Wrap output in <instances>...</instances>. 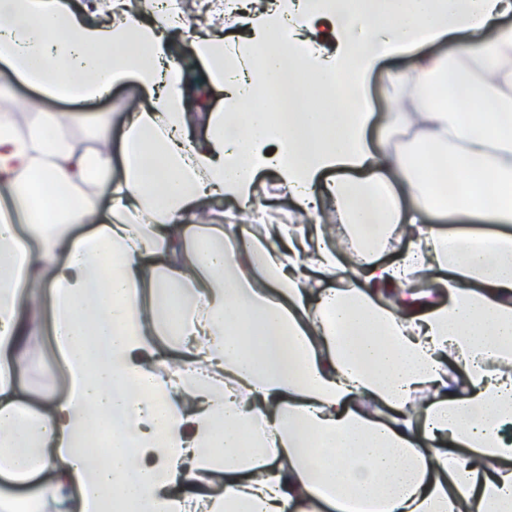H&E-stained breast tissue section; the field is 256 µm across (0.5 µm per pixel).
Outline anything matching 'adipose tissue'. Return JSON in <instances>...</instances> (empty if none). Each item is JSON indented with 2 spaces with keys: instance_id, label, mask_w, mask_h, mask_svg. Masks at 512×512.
Returning <instances> with one entry per match:
<instances>
[{
  "instance_id": "obj_1",
  "label": "adipose tissue",
  "mask_w": 512,
  "mask_h": 512,
  "mask_svg": "<svg viewBox=\"0 0 512 512\" xmlns=\"http://www.w3.org/2000/svg\"><path fill=\"white\" fill-rule=\"evenodd\" d=\"M203 13L0 0V66L38 92L0 112V187L29 218L0 216V477L26 487L0 512H512V0H268L233 42L224 0ZM404 55L393 130L412 138L376 151L365 83ZM128 79L114 180L108 113L76 138L42 100L88 107ZM265 172L294 223L255 201ZM45 304L67 391L30 412L15 380Z\"/></svg>"
}]
</instances>
